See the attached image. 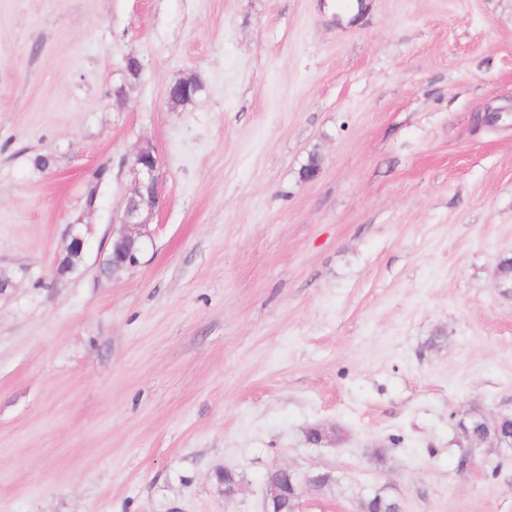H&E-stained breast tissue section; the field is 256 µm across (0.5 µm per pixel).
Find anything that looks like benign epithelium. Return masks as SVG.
I'll return each mask as SVG.
<instances>
[{"instance_id":"1","label":"benign epithelium","mask_w":512,"mask_h":512,"mask_svg":"<svg viewBox=\"0 0 512 512\" xmlns=\"http://www.w3.org/2000/svg\"><path fill=\"white\" fill-rule=\"evenodd\" d=\"M157 167L158 160L153 148L142 147L133 155L130 165L134 177L133 187L120 218L119 235L112 240V248L107 255L108 265L114 275L125 272L139 263L145 239L149 237L146 214L152 212L159 202ZM90 231L91 227L88 224L69 225V244L66 253L58 260L57 276L63 277L73 272L82 263ZM460 432L469 448H478L487 442L482 427L474 425L469 428L462 423ZM279 472L286 477V482L281 488L266 496L263 512H282L279 503L283 498L292 499V512H299L300 498L317 490L322 473H298L289 467H281Z\"/></svg>"}]
</instances>
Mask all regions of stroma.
<instances>
[{"label": "stroma", "mask_w": 512, "mask_h": 512, "mask_svg": "<svg viewBox=\"0 0 512 512\" xmlns=\"http://www.w3.org/2000/svg\"><path fill=\"white\" fill-rule=\"evenodd\" d=\"M504 106L512 0H0V512H262L284 466L337 479L302 512H512V447L458 429L512 413ZM158 160L153 148L142 147L130 165L133 187L126 199L118 237L113 240L107 255L112 276L128 271L139 263L145 239L149 237L144 212L151 213L159 202V182L156 176ZM91 225H69V244L66 253L58 260L56 274L58 277L72 273L82 263L85 254V245L90 235Z\"/></svg>", "instance_id": "stroma-1"}]
</instances>
